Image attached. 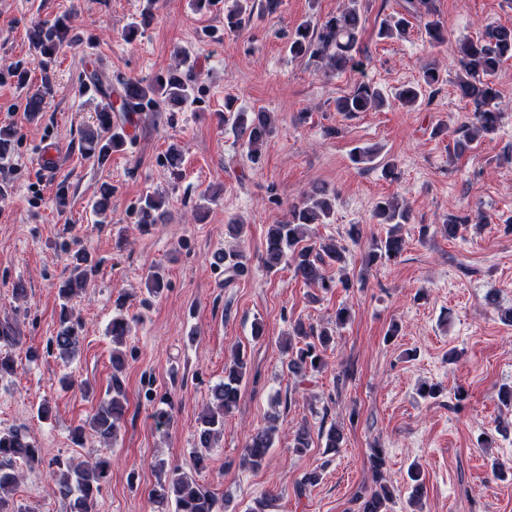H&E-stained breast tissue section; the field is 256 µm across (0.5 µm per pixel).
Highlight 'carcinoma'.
Masks as SVG:
<instances>
[{"instance_id": "1", "label": "carcinoma", "mask_w": 512, "mask_h": 512, "mask_svg": "<svg viewBox=\"0 0 512 512\" xmlns=\"http://www.w3.org/2000/svg\"><path fill=\"white\" fill-rule=\"evenodd\" d=\"M282 5V0H235V8L224 16V26L229 30L238 28L246 15L254 10L273 15ZM423 20L425 41L431 47L447 43L448 31L439 17L436 0H407L405 12L386 16L379 24L378 36L383 39L405 38L410 33V19ZM366 17L360 0H348V5L323 19L305 20L297 25L288 40L289 54L295 58L311 56L322 60L330 72L355 70L361 65L357 59V45L364 30ZM33 43L43 51L63 45L66 31L62 28L45 29L36 26L31 31ZM454 53L462 76L457 81L460 96L473 105L474 120L462 130V138L456 141V150L462 152L481 138L493 134L502 118L500 93L491 77L502 64L512 59V27L487 25L475 39H465L455 45ZM440 81V74L434 68L423 72L415 84L405 85L397 93L398 101L404 106L415 105L422 95L423 88L433 87ZM194 92L191 68L175 70L166 77L152 82L131 80L121 94V109L133 108L138 112H149L159 104L182 105ZM385 105L380 89L370 82H361L350 94L336 100V111L345 114L367 112ZM100 133L83 135L85 153L104 161L118 143L123 141V131L112 127L109 112L100 111L97 115ZM233 124L238 130L248 159L257 164L262 159V147L274 133L271 113L264 111L237 112ZM163 197L157 194L141 198L134 206L139 224H156L163 217L161 212ZM334 214L332 198L323 189L288 210V219L279 224L269 225L262 260L269 270L281 265L292 268L294 277L328 290L333 281L326 278L324 270L336 267L346 270L348 249L333 240H306L309 227L313 224H328ZM372 219L377 224H388L390 228L383 238L374 239L363 256L364 266L370 268L382 261L398 259L404 252L406 240L400 233L401 225L412 219L409 205L401 204L394 198L380 199L372 209ZM471 223L469 214L451 215L442 225L443 233L450 239L460 236L462 229ZM74 265V282L59 289L61 300L60 327L56 335L47 343V353H56L62 359L73 355L80 343L81 324L73 318L72 301L78 294L74 285L84 286L96 275L98 264L92 262L85 251L71 255ZM214 265L224 266V272L236 276L244 271V254L231 251L214 257ZM353 315L352 307L342 304L336 309L334 328L319 330L296 322L282 346L287 356L288 371L303 378L308 373L319 372L325 367L324 353L334 340L336 330L347 325ZM130 332V322L119 312L112 317L110 333L115 342L122 341ZM124 367V357L112 356V397L102 401L96 411L81 421L73 429V439L81 443L90 433L99 442L108 445L120 431L125 417V397L121 390L118 373ZM248 373L245 353L236 349L231 362L224 368V380L211 388V399L198 418L196 444L193 448L195 465L202 469L212 444L224 432V416L236 408L241 385ZM279 430V415L268 417L265 427L254 432L244 448L242 462L252 468L264 463L270 448L273 447ZM325 441L326 447L337 448L343 441L340 429L331 426L321 427L315 434ZM312 431L307 426L297 428L292 436V449L303 453L311 447ZM41 452L29 441L26 434L17 429H0V512H31L30 508L18 503L11 492L21 479L18 466L41 462ZM369 468L376 487L360 496V512H390L394 490L381 483L386 466L384 449L375 445L368 456ZM55 468L54 486L51 494L58 497L65 512H93L96 496L102 490L107 477L109 463L101 457L75 462L72 459L56 458L49 463ZM159 471L166 474V481L159 482L151 491L153 502L161 510L169 501L175 502L174 512H220L217 500L210 490L190 479L185 473L165 462L156 464Z\"/></svg>"}]
</instances>
